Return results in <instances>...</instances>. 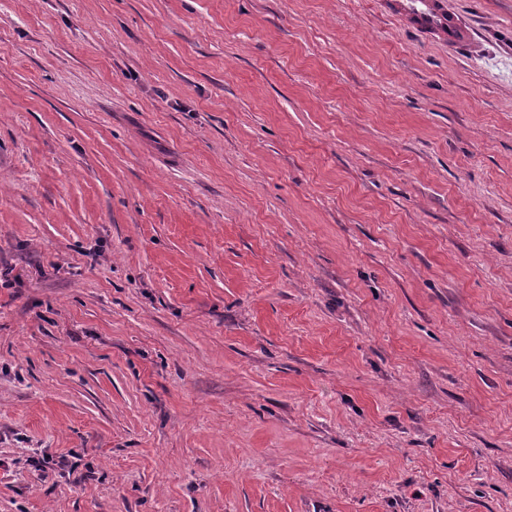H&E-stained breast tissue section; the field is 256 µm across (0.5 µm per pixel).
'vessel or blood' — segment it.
Masks as SVG:
<instances>
[{
  "mask_svg": "<svg viewBox=\"0 0 512 512\" xmlns=\"http://www.w3.org/2000/svg\"><path fill=\"white\" fill-rule=\"evenodd\" d=\"M391 11L400 22L421 36L451 46L470 36L469 29L448 9L445 0H393Z\"/></svg>",
  "mask_w": 512,
  "mask_h": 512,
  "instance_id": "b4317fda",
  "label": "vessel or blood"
}]
</instances>
